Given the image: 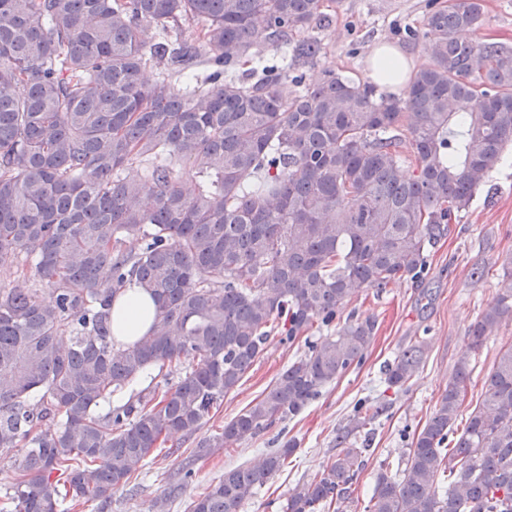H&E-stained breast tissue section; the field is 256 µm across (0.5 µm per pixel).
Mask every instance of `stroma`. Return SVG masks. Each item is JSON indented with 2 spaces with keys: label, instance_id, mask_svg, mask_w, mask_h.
Here are the masks:
<instances>
[{
  "label": "stroma",
  "instance_id": "35a3bbf8",
  "mask_svg": "<svg viewBox=\"0 0 512 512\" xmlns=\"http://www.w3.org/2000/svg\"><path fill=\"white\" fill-rule=\"evenodd\" d=\"M428 0H323L320 20L311 31L321 44L318 64L303 70L305 85L321 80L332 69L351 79L367 81V55L380 42L398 47L415 66L427 63L421 44L408 39L407 29L422 28ZM485 21L478 32L488 42L512 44V0H484ZM429 270L418 281H397L381 290L360 291L350 303L361 316L377 323L376 339L364 364L326 387L303 412L247 441L214 449L196 459L199 443L221 432L226 420L257 399L277 375L304 354V343L286 344L271 336L264 357L246 374L241 386L225 397L207 422L192 437L182 439L169 457L147 460L132 483L111 503L93 501L76 512H150L164 502V512H184L189 500L223 474L225 468L253 465L276 448L277 438L295 440L289 456L272 482L261 488L243 512H281L288 491L315 475L336 453V437L351 432L354 447L366 448L370 457L360 477L355 499L366 503L374 472L387 467L402 473L407 462L408 436L423 425L454 377L459 358L476 366L467 386L466 401L457 423L465 425L469 412L481 400L482 385L499 349L512 344V321L472 346L470 326L497 295L502 263L512 256V142L501 162L476 190L468 208L461 211L445 239L429 247ZM482 278H473L475 270ZM429 344L427 357L414 379L401 390L388 388L384 369L396 354L418 339ZM367 398L384 404L385 413L364 429H350L353 406ZM195 476L184 481L183 466Z\"/></svg>",
  "mask_w": 512,
  "mask_h": 512
}]
</instances>
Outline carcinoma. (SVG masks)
Instances as JSON below:
<instances>
[{
  "label": "carcinoma",
  "instance_id": "1",
  "mask_svg": "<svg viewBox=\"0 0 512 512\" xmlns=\"http://www.w3.org/2000/svg\"><path fill=\"white\" fill-rule=\"evenodd\" d=\"M321 4L0 0V275L30 269L41 284L0 285V452L25 449L13 512L111 502L155 451L202 428L273 333L307 351L198 456L300 414L375 341V320L347 311L352 297L426 273L427 247L501 160L512 45L458 38L482 27L483 0H454L409 33L429 61L402 99L333 70L288 89L321 55L303 37ZM185 24L198 43L148 37ZM296 38L293 68L236 75L260 45ZM148 65L162 69L153 82L141 76ZM131 165L136 180L120 176ZM503 267L469 330L474 346L512 320V259ZM134 285L154 299L153 323L118 345L112 305ZM322 327L334 333L311 340ZM427 350L424 340L403 348L387 385L405 388ZM473 371L457 362L403 474H376L368 512H512V344L460 430ZM151 374L165 389L134 388ZM383 411L359 403L355 428ZM50 419L56 431H38ZM347 443L336 437V455L282 512H351L367 449ZM296 448L286 440L258 465L224 470L186 512H241Z\"/></svg>",
  "mask_w": 512,
  "mask_h": 512
}]
</instances>
